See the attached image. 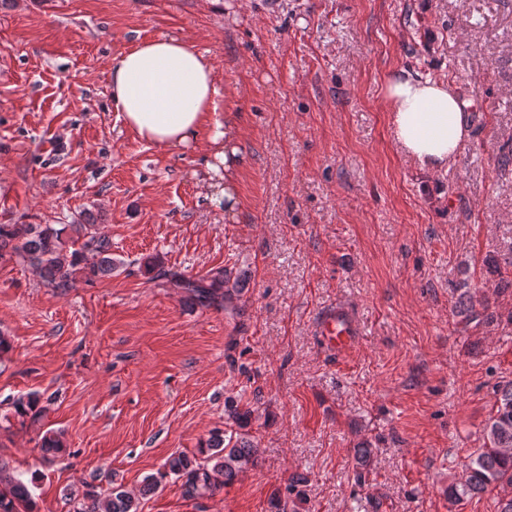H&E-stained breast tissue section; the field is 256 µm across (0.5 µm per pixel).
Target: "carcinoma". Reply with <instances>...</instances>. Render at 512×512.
I'll return each mask as SVG.
<instances>
[{
    "label": "carcinoma",
    "mask_w": 512,
    "mask_h": 512,
    "mask_svg": "<svg viewBox=\"0 0 512 512\" xmlns=\"http://www.w3.org/2000/svg\"><path fill=\"white\" fill-rule=\"evenodd\" d=\"M95 221L85 218L72 225L82 239L80 247H74L77 239L66 242L65 228L55 224H0V262L18 259L34 267L41 274L46 287L66 291L74 287L77 278L87 282L112 273L118 267L112 258V240L94 231ZM149 270L166 280L171 288L188 294L193 304L210 307L224 298L231 297L224 278V269L212 270L203 276H186L163 269V261L153 258ZM497 411L486 425V446L479 449L466 471L464 480L448 488V496L454 501L473 497L488 487L501 489L498 512H512V382L497 389ZM34 396L19 397L13 402V413L24 424L35 423L41 418ZM229 416L240 432L233 438L215 434L200 449L204 460L198 462L185 454H173L163 464L160 477L146 480V491H154L160 479L173 475L183 480L184 493L199 497L228 486L237 476L256 462V448L247 439L246 428L251 423L254 410L249 407L228 405ZM66 444L61 435L48 432L42 436L40 451L47 458L62 452ZM88 502L75 512H137L135 497L121 487L112 489L109 499L101 503L88 492ZM0 512H35V501L27 483L0 466Z\"/></svg>",
    "instance_id": "obj_1"
}]
</instances>
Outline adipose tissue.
<instances>
[{
	"instance_id": "1",
	"label": "adipose tissue",
	"mask_w": 512,
	"mask_h": 512,
	"mask_svg": "<svg viewBox=\"0 0 512 512\" xmlns=\"http://www.w3.org/2000/svg\"><path fill=\"white\" fill-rule=\"evenodd\" d=\"M109 91L125 125L146 141L176 148L208 125L213 133L207 167L235 164L234 126L218 118L214 66L187 39L167 35L138 42L111 63ZM383 91L402 151L430 171L454 164L469 137L467 114L454 86L399 69L386 76Z\"/></svg>"
}]
</instances>
